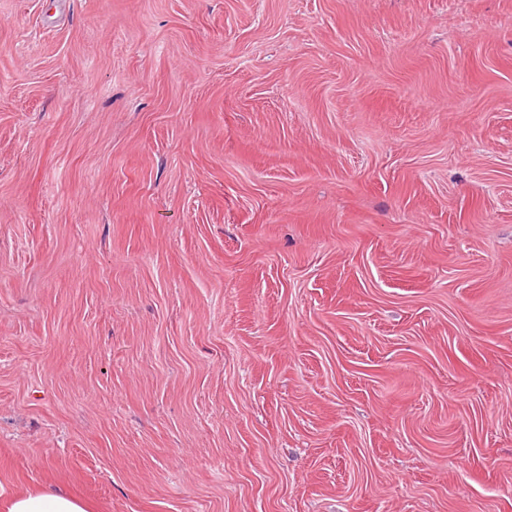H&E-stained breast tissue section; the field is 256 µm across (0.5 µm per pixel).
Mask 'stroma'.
Masks as SVG:
<instances>
[{
	"label": "stroma",
	"instance_id": "obj_1",
	"mask_svg": "<svg viewBox=\"0 0 512 512\" xmlns=\"http://www.w3.org/2000/svg\"><path fill=\"white\" fill-rule=\"evenodd\" d=\"M512 512V0H0V495Z\"/></svg>",
	"mask_w": 512,
	"mask_h": 512
}]
</instances>
